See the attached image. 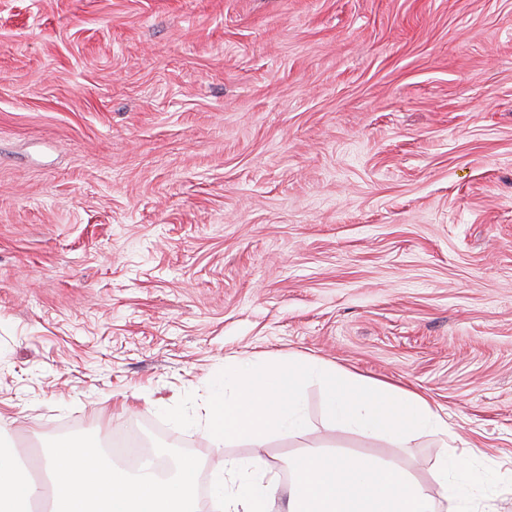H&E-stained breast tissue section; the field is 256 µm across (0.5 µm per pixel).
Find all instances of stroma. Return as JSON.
Segmentation results:
<instances>
[{"label": "stroma", "mask_w": 512, "mask_h": 512, "mask_svg": "<svg viewBox=\"0 0 512 512\" xmlns=\"http://www.w3.org/2000/svg\"><path fill=\"white\" fill-rule=\"evenodd\" d=\"M425 394L402 448L330 425L217 448L225 361ZM162 424L200 460L440 453L512 512V0H0V436Z\"/></svg>", "instance_id": "1"}]
</instances>
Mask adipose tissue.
<instances>
[{
  "label": "adipose tissue",
  "instance_id": "obj_1",
  "mask_svg": "<svg viewBox=\"0 0 512 512\" xmlns=\"http://www.w3.org/2000/svg\"><path fill=\"white\" fill-rule=\"evenodd\" d=\"M288 470L286 512H437L428 487L390 464L306 448L289 461ZM437 476L453 497L486 481L463 450L440 456Z\"/></svg>",
  "mask_w": 512,
  "mask_h": 512
}]
</instances>
